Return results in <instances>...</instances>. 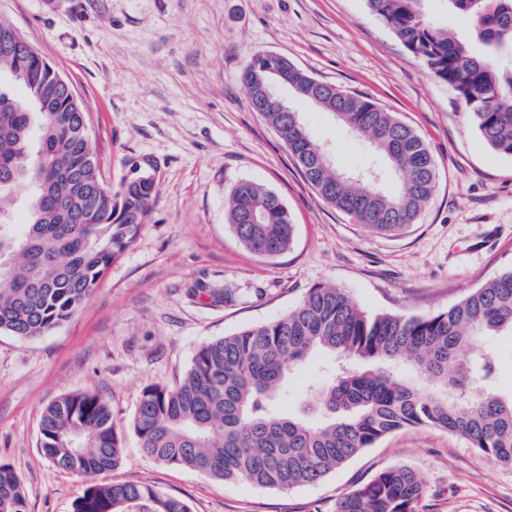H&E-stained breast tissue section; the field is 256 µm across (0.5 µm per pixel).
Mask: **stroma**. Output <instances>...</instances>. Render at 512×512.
I'll list each match as a JSON object with an SVG mask.
<instances>
[{
  "label": "stroma",
  "instance_id": "stroma-1",
  "mask_svg": "<svg viewBox=\"0 0 512 512\" xmlns=\"http://www.w3.org/2000/svg\"><path fill=\"white\" fill-rule=\"evenodd\" d=\"M0 22L82 102L106 185L120 189L139 165L156 175L134 245L82 308L45 336L0 334V462L20 477L28 512H71L91 482L40 449L44 407L72 391L112 410L123 451L106 481L151 485L191 512H336L340 497L396 465L425 483L417 512H512V468L431 426L395 430L285 491L161 464L132 428L147 385L175 386L203 344L276 319L315 285L345 290L370 313L425 316L512 266V157L484 142L464 102L364 0H0ZM255 50L369 94L424 138L438 179L414 224L377 233L314 191L241 82ZM301 112L337 166L379 165L331 114ZM242 180L291 212L285 253L256 255L227 224L225 198Z\"/></svg>",
  "mask_w": 512,
  "mask_h": 512
}]
</instances>
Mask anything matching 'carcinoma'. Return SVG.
Here are the masks:
<instances>
[{"label": "carcinoma", "mask_w": 512, "mask_h": 512, "mask_svg": "<svg viewBox=\"0 0 512 512\" xmlns=\"http://www.w3.org/2000/svg\"><path fill=\"white\" fill-rule=\"evenodd\" d=\"M427 69L464 101L495 152L512 156V0H444L466 15L470 38L435 24L425 0H365ZM0 23V200L24 193L27 223L0 229V334L44 336L84 305L136 240L156 191L137 175L112 192L99 172L82 105L57 71ZM253 53L242 81L256 111L288 142L308 184L329 205L374 231L414 223L431 198L437 166L425 141L363 93L322 83L288 64V87L367 141L384 167L361 178L324 158L299 112L262 98L276 81ZM241 243L269 257L288 250L290 212L274 191L243 180L225 200ZM512 333V267L438 314H370L341 289L320 284L280 317L211 340L179 384L148 385L133 429L144 452L169 466L277 490L313 484L404 426H433L512 467V397L477 385L495 369L484 339ZM317 353L325 383L311 390L315 417L282 411L288 379ZM41 451L55 466L94 476L73 512H190L187 502L147 484L99 479L116 468L121 440L99 396L67 393L41 416ZM424 495L411 468L379 471L343 496L336 512H416ZM0 512H27L24 487L0 463Z\"/></svg>", "instance_id": "cac0c4a2"}]
</instances>
